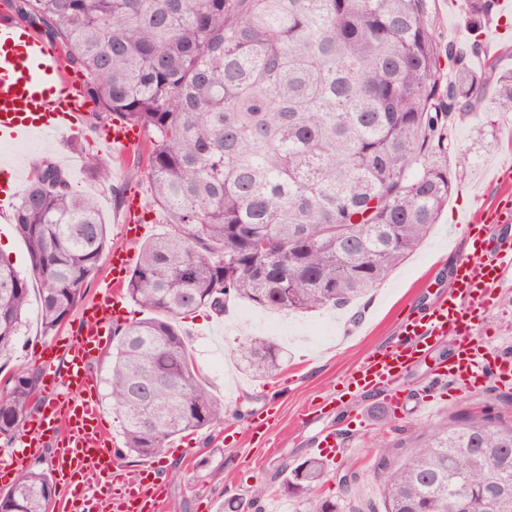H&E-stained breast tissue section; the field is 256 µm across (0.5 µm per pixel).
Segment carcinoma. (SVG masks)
Masks as SVG:
<instances>
[{
	"label": "carcinoma",
	"mask_w": 512,
	"mask_h": 512,
	"mask_svg": "<svg viewBox=\"0 0 512 512\" xmlns=\"http://www.w3.org/2000/svg\"><path fill=\"white\" fill-rule=\"evenodd\" d=\"M17 14L86 72L95 118L149 139L151 202L171 231L139 247L126 293L148 316L112 324L108 398L127 452L156 459L170 440L224 420L196 371L180 320L227 300L274 311L339 308L366 296L437 222L454 181L448 132L476 112H512V71H475L496 0H468L471 49L437 40L431 0H11ZM454 77L443 84L441 55ZM92 178L112 167L90 156ZM51 335L96 274L107 228L95 201L52 162L15 205ZM29 280L0 255V356L25 326ZM250 373L279 349L243 345ZM42 370L14 374L0 397V439L34 411ZM385 512H512V421L453 412L399 458L379 445ZM326 477L307 457L283 480L301 497ZM44 471L6 492L0 512H48Z\"/></svg>",
	"instance_id": "carcinoma-1"
}]
</instances>
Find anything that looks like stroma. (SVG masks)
<instances>
[{"label": "stroma", "mask_w": 512, "mask_h": 512, "mask_svg": "<svg viewBox=\"0 0 512 512\" xmlns=\"http://www.w3.org/2000/svg\"><path fill=\"white\" fill-rule=\"evenodd\" d=\"M467 9V0H434L441 43L468 45ZM499 29L496 21L484 27L483 51L472 58L473 69L491 63L512 69V35ZM449 134L448 171L455 188L448 204L423 245L371 294L343 309L290 314L233 300L223 314L202 309L181 320L207 388L224 401V421L170 442L161 459L166 490L158 512H228L229 499L249 498L259 484L267 486V499H278L284 512H314L321 498L345 500V512H384L377 441L410 445L454 411L512 418V390L497 385L478 393H449L434 402L430 413L419 412L416 391L454 353L448 337L395 382L407 397L401 415L385 409L384 393L358 394L347 386L361 363L395 340L406 314L424 311L447 295L457 263L470 252L468 240L450 236L448 229L497 196L489 175L512 163V113L483 109L458 119ZM73 146L80 160L66 167L70 184L95 198L108 226L110 249L135 250L140 241L169 231L167 214L150 203L146 165H132L122 150H102L85 139ZM91 154L111 166V185L89 178L85 160ZM132 196L140 199L145 216L137 242L122 233L126 200ZM480 333L512 352V288L503 289ZM258 336L275 343L283 359L281 368L265 379L246 372L239 357L246 339ZM50 342L36 311H29L13 350L0 357V387L7 375L37 366ZM344 419L352 420V428L320 488L304 497L283 496L284 477L310 456L317 437L335 433Z\"/></svg>", "instance_id": "obj_1"}]
</instances>
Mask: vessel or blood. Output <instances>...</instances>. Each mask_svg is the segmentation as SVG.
<instances>
[{"instance_id": "obj_1", "label": "vessel or blood", "mask_w": 512, "mask_h": 512, "mask_svg": "<svg viewBox=\"0 0 512 512\" xmlns=\"http://www.w3.org/2000/svg\"><path fill=\"white\" fill-rule=\"evenodd\" d=\"M86 101L81 83L67 70L59 46L22 31L12 20L0 19V146L80 131ZM106 146L133 153L143 141L140 127L114 122L102 137ZM501 191L484 205L479 223L464 221L472 254L456 268L447 299L428 311L407 317L400 337L367 359L349 383L360 390L391 384L441 337L456 339L448 364L417 392L419 405L433 401L435 386L445 380L469 392L488 383L512 381V354L493 348L476 330L512 277V239L490 240L486 226L512 223V166L493 171ZM134 256L124 249L112 254V280L83 312L80 333L60 336L45 353L63 359L64 372L50 374L47 406L23 428L20 446L0 449V483L13 481L20 468L42 456L53 444L52 472L65 487V512H93L110 503L113 512H155L165 484L158 463L144 465L124 479L114 470L116 450L91 392L95 378L90 364L108 342L104 325L119 304Z\"/></svg>"}]
</instances>
